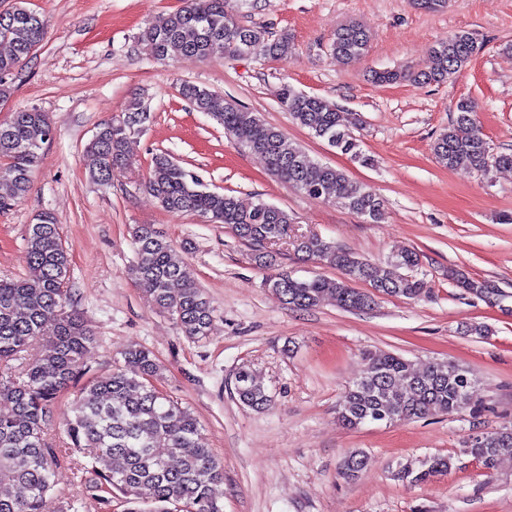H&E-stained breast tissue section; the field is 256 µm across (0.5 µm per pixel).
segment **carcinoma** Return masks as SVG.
Instances as JSON below:
<instances>
[{
    "instance_id": "carcinoma-1",
    "label": "carcinoma",
    "mask_w": 512,
    "mask_h": 512,
    "mask_svg": "<svg viewBox=\"0 0 512 512\" xmlns=\"http://www.w3.org/2000/svg\"><path fill=\"white\" fill-rule=\"evenodd\" d=\"M231 0H184V5L153 19L142 38L154 58H205L215 50L237 57L250 52L259 60H284L294 51L293 38L283 34L271 39L265 31L238 21ZM46 34L45 22L26 0L0 15V96L7 93L4 78L37 48ZM369 38L357 23L336 28L330 52L347 63L361 59ZM477 51L474 38L466 32L448 35L432 48V67L416 75L399 70L376 71L373 80L391 84L409 77L424 84L452 79ZM181 95L193 108L224 127L237 144L263 158L268 171L311 198L326 197L336 190L334 202L375 222L383 216V200L347 173L327 163L314 161L280 129L266 123L223 95L197 84H186ZM280 104L293 123L315 138L361 164H368L354 123L323 99L283 83L277 91ZM151 119L144 104L135 101L127 112L103 125L89 144L97 157L93 178L109 183L129 163L130 135ZM53 136L46 115L36 110L13 113L0 124V183L12 188L0 197V210L27 195L38 167L40 151ZM438 163L453 168L467 163L480 172L512 168V152L494 153L476 119V105L461 99L455 118L433 143ZM146 190L167 212H192L228 226L247 244L255 264L267 267L273 256L266 250L272 241L293 239L296 252L341 271L338 280L314 276L296 279L286 273L269 275L265 284L292 309L309 310L329 297L345 311L370 307L373 299L355 284L362 282L381 296L421 298L427 292L425 279L413 274L420 256L412 250L398 252L379 269L367 259L316 235H294L293 218L269 203L246 206L238 197L209 190L191 171L167 153L152 157ZM133 282L146 301L172 317L189 339L209 335L213 309L199 288L189 266L176 260L171 243L150 224L132 227ZM27 268L18 277L0 276V484L10 492L0 495V512H87L77 497L52 496L57 470L82 456L106 463L105 470L91 469L92 481L101 491L99 512H111L112 503H122L124 512H223L213 495L214 486L224 481V465L213 450L201 442L200 423L191 410L169 394L158 390L161 373L154 354L144 347L121 353L112 369L80 383L86 368L84 358L94 348L95 336L80 313L71 305L70 249L60 225L49 214L39 216L28 227L25 238ZM448 279L457 287L490 302L503 297L494 284L450 269ZM54 327L44 335L47 325ZM41 340L46 353L28 357L32 343ZM78 387L73 414L66 419L68 446L55 448L46 433L53 425L52 406L63 391ZM475 379L457 364L435 361L417 371L402 355L387 352L365 354V370L348 385L336 408L341 424L350 430L368 423L405 422L436 415H451L472 401ZM238 401L252 409L269 402L265 387L252 370L239 368L235 375ZM466 455L492 470L512 457V423L482 432L466 445ZM369 459L351 450L340 475L357 480ZM460 458L434 455L417 469L401 471L414 482L430 481L457 467Z\"/></svg>"
}]
</instances>
